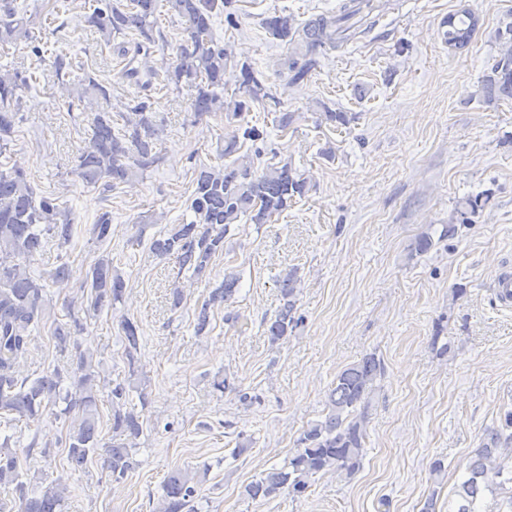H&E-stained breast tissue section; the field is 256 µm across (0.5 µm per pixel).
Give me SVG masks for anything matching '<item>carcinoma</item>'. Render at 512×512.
Returning a JSON list of instances; mask_svg holds the SVG:
<instances>
[{"instance_id": "obj_1", "label": "carcinoma", "mask_w": 512, "mask_h": 512, "mask_svg": "<svg viewBox=\"0 0 512 512\" xmlns=\"http://www.w3.org/2000/svg\"><path fill=\"white\" fill-rule=\"evenodd\" d=\"M130 8L112 5V0H97V7L84 17L87 27L95 29L105 41L136 31L144 38L131 49L123 75L136 79L141 72L155 74L147 65L150 46L156 44L154 26L161 0H129ZM185 24L186 38L175 59L164 67L166 85L176 90L193 91L191 109L198 118L230 111L239 117L247 102L269 96L253 68H240L237 91L242 98L224 101V71L228 54L212 32L213 10L217 0H166ZM376 6L363 0H345L338 15H321L299 28L285 17L272 16L265 28L281 40H289L291 51L282 63L290 74L288 83L307 77L318 64L319 55L347 38V22ZM479 19L469 8L446 17L448 32L445 43L460 50L471 41ZM500 42L498 58L485 74L480 94L488 103L512 101V11L497 31ZM26 47L40 54L38 36L31 19L21 15L15 0H0V49ZM55 77L61 89L69 91L66 77L71 64L59 55L54 62ZM25 72L0 67V158L7 157L15 141L21 120L18 91L27 87ZM110 93L92 78L80 83L77 99L94 103L109 100ZM123 127L115 129L112 111L98 107L90 124L88 144L78 156L75 175L89 186L98 184L105 190L144 174L159 162L156 151L163 122L157 119L152 103L135 100L117 113ZM264 140L256 127L244 128L224 141V156L241 148L240 141ZM307 193V181L290 165L268 164L261 171L238 158L222 167L201 166L187 209L193 219L174 224L154 239L151 250L158 256H173L179 272L197 278L210 262L224 254L225 238L231 226L245 217L254 224H264L288 207V202ZM489 201L486 194L464 198L455 208L456 224H472L474 217ZM83 233L55 200L40 196L27 175L0 162V512H64L71 496L69 487L58 483L41 493L34 489L36 474L30 460L46 465L55 459L54 449L62 448L70 468L87 472L93 458L102 459L108 482L119 484L136 469L137 440L143 433V410L146 394L141 384V351L144 336L138 322L125 317L120 322L124 376L108 379L100 375L95 351L84 345L88 320L122 303L126 282L112 273V258L98 257L90 265L85 279L74 295L67 299L68 322H57L47 293V281L67 282L69 263L59 258L47 272L32 268L34 258L54 247L63 250ZM91 240L99 246L112 241V216L105 211L88 229ZM237 278L227 277L224 284L212 289L195 321L200 335L210 324V309L230 300L236 291ZM285 303L275 317L266 322V333L276 344L297 328V278L295 272L281 281ZM49 329L55 353L63 364L52 365L31 373L21 371L22 363L37 349V335ZM384 372L383 364L373 354L343 369L328 394L327 413L322 420L310 423L296 440V449L280 468H272L250 482L247 498L270 500L287 491L304 493L311 479L320 473L342 470L348 473L359 467L365 444V413L375 383ZM109 391L112 431L111 441L100 437V394ZM138 393L141 407L130 399ZM49 414L67 423L66 433L57 442L33 433L27 444L15 436L17 423L39 419ZM503 429L491 435L476 450L467 467V478L460 484L455 512H484L485 492L504 490L512 485V469L497 461L503 445H512V411L504 416ZM210 470L203 463L172 471L164 480L159 506L152 512H197L195 500L199 485Z\"/></svg>"}]
</instances>
